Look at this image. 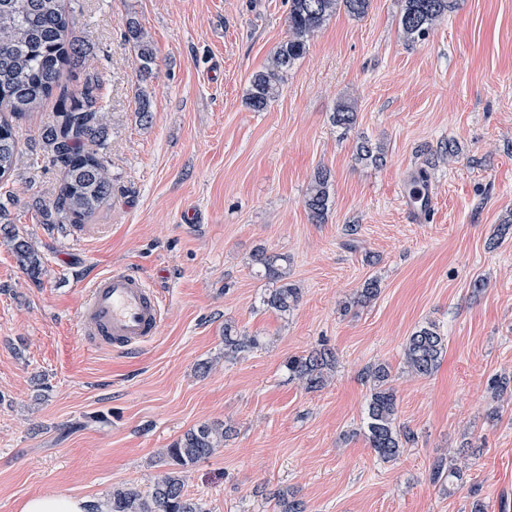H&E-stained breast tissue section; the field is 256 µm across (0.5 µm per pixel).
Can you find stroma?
Instances as JSON below:
<instances>
[{
  "instance_id": "35a3bbf8",
  "label": "stroma",
  "mask_w": 512,
  "mask_h": 512,
  "mask_svg": "<svg viewBox=\"0 0 512 512\" xmlns=\"http://www.w3.org/2000/svg\"><path fill=\"white\" fill-rule=\"evenodd\" d=\"M72 5L86 54L63 81L96 79L109 107L112 198L88 230L39 223L62 178L41 139L55 102L16 118L0 222L30 238L43 273L31 280L0 241V512L34 495L101 503L117 487L149 491L163 451L214 422L231 437L185 477L204 512H279L275 490L307 512H472L477 499L500 512L512 500V395L489 382L512 376V239L490 238L512 211V0H450L414 43L399 28L402 0H371L361 18L338 12L261 112L246 103L250 79L286 38L290 0ZM131 18L157 50L146 78L126 37ZM343 100L357 113L349 130L332 122ZM363 137L384 146V165L357 161ZM320 168L331 204L314 224L304 200ZM422 169L435 205L414 222L406 194ZM189 208L199 223L182 222ZM260 248L282 256L301 290L288 315L263 304L270 282L251 263ZM116 267L164 301L161 335L135 355L80 334L84 288ZM372 278L378 298L349 307ZM228 323L260 347L225 358ZM427 323L448 349L420 378L405 370L403 345ZM323 347L335 365L323 388L306 389L286 362ZM203 362L213 365L205 375ZM380 362L398 420L416 434L391 462L363 431L362 372ZM441 456L463 473L455 493L430 479Z\"/></svg>"
}]
</instances>
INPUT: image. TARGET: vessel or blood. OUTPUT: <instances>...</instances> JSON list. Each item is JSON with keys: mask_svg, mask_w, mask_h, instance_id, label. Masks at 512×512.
<instances>
[{"mask_svg": "<svg viewBox=\"0 0 512 512\" xmlns=\"http://www.w3.org/2000/svg\"><path fill=\"white\" fill-rule=\"evenodd\" d=\"M79 324L90 345L135 354L160 335L164 306L158 290L138 272L116 268L96 276L85 288Z\"/></svg>", "mask_w": 512, "mask_h": 512, "instance_id": "vessel-or-blood-1", "label": "vessel or blood"}]
</instances>
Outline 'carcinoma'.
Returning <instances> with one entry per match:
<instances>
[{
    "label": "carcinoma",
    "instance_id": "1",
    "mask_svg": "<svg viewBox=\"0 0 512 512\" xmlns=\"http://www.w3.org/2000/svg\"><path fill=\"white\" fill-rule=\"evenodd\" d=\"M370 8V0H291L288 13V39L281 42L264 67L251 79L246 104L255 112L264 111L278 95L284 77L305 56L310 36L343 10L361 18ZM448 0H404L400 17L403 36L421 40L448 14ZM127 36L137 51L141 75L147 77L156 62V53L140 23L127 22ZM84 44L74 35V9L71 0H0V179L12 176L18 155L13 119L57 98L56 122L43 135L47 154L56 162L63 179L54 199L38 207L42 224H84L99 213L112 198V176L107 161L90 146L103 145L108 134L107 106L94 94L96 81L89 78L82 89L62 84L64 70L79 62ZM352 104L336 105L332 122L345 129L355 126ZM356 159L379 166L386 161L385 149L363 138L356 146ZM330 172L318 170L305 196V209L313 224L323 222L328 207ZM4 238L19 266L32 278L42 271V260L28 238L3 229ZM512 237V213L503 216L491 237L497 245ZM252 265L278 284L264 298V305L282 315L295 309L301 291L286 283L287 273L279 256L260 248L252 254ZM379 284L366 281L345 307H365L376 300ZM258 338L247 336L230 323L224 324V357H235L257 348ZM448 338L432 323L420 326L405 341L403 359L406 368L419 377H430L439 368L447 352ZM335 363L326 348L304 356H291L288 373L308 390L323 387L328 371ZM389 365L368 366L363 379L371 396L367 406L365 434L377 457L389 462L414 443V432L398 422L397 395L390 385ZM231 429L222 424H202L187 430L164 453L166 473L143 493L132 487L112 490L107 512H203L200 504L185 490L186 470L211 456L224 445ZM461 473L452 460L441 457L431 467V480L441 486L457 487ZM282 512H306L303 501L277 493Z\"/></svg>",
    "mask_w": 512,
    "mask_h": 512
}]
</instances>
